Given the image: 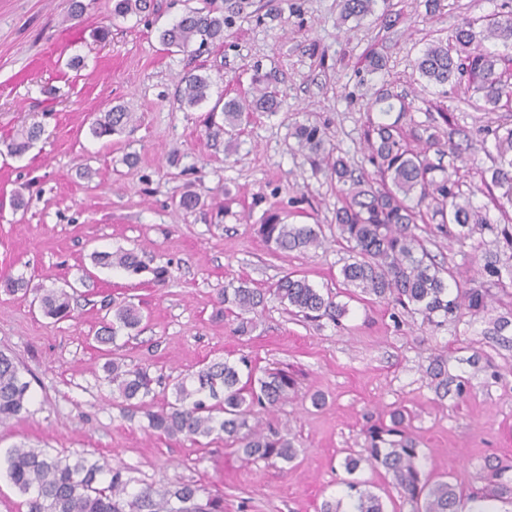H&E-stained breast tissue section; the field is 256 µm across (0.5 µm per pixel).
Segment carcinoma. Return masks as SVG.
Listing matches in <instances>:
<instances>
[{"label": "carcinoma", "instance_id": "cac0c4a2", "mask_svg": "<svg viewBox=\"0 0 512 512\" xmlns=\"http://www.w3.org/2000/svg\"><path fill=\"white\" fill-rule=\"evenodd\" d=\"M375 0H341L344 20L361 18L372 10ZM223 6L208 2L201 8H188L181 18L160 34L168 49L186 51L193 45L202 49L224 41V27L232 18L252 6L251 0H222ZM152 0H113L112 16L124 18L150 11ZM486 42H500L512 51V11L501 12L477 27L465 20L449 39L429 43L415 60V69L430 85L451 86L460 91L468 106L494 112L512 98V84L502 79L504 64L512 62L501 54L484 49ZM266 78L258 77L252 99L224 101V132L238 127L248 112H277L281 101L268 88H260ZM181 102L194 107L206 100L211 87L209 77L191 74L184 78ZM397 99L389 89L377 92L369 110L364 138L368 162L378 179L356 174L355 162L346 154L328 146L325 132L315 124H301L293 132L298 150L308 156L314 170H323L336 183V207L333 220L340 239L346 243L349 258L341 268L343 285L358 288L412 314L429 324L441 325L466 314L483 313L490 294L486 288H457L449 292L448 281L458 282V272L437 264L427 253L422 240L413 232L415 225L437 222V231L464 239L475 230H487L512 249V126L498 125L487 130L492 139L462 148L444 139L435 125L424 128L419 145H411L403 132L402 121L409 107L399 102L394 120H389ZM134 122V113L115 106L91 125V133L103 138L123 132ZM42 132L34 123L23 128L5 143L11 154L28 150ZM491 158L492 166L480 171L482 185L501 222L491 219L489 211L473 205L472 192L462 189L457 178L459 168L450 172L430 157V152H449L471 169L475 152ZM257 233L275 252H305L324 246L319 224H294L288 216L268 210ZM92 263L99 267L120 268L138 275L145 270L135 252L116 250L94 252ZM307 319L327 316L338 322L347 313L346 305L323 294L309 281L294 273L280 278L263 292L245 282L224 288V311L237 312L236 332L245 335L252 321L244 315L265 307L267 297ZM44 315L53 319L70 316L71 297L62 289H44L39 296ZM139 308L131 302L112 306V322L102 326L97 340L114 341L120 330L135 331L142 322ZM106 380L126 403L129 411L140 413L147 427L168 438H186L195 443L214 435L224 436V446L254 460L273 464L291 462L298 455L293 438L255 416V408L271 410L288 399L294 380L285 372H258L250 361L224 359L207 364L195 372L177 378L172 385L174 400L160 406L147 400L153 393L155 378L146 367L128 365L112 359L106 363ZM437 379L435 392L444 399L466 397L469 380L448 373V359L438 357L430 368ZM30 382L23 377L17 358L0 351V425L27 412ZM404 412L390 413V423L366 429L365 454L344 459L345 471L352 475L366 463L382 469L390 477L400 498L412 506V512H462L463 496L447 481H434L422 465L421 450L406 430ZM16 491L25 497L26 512H224V499L204 495V489L190 481L163 489L150 486L134 490L126 468L111 466L85 455L70 456L32 448L24 443L7 449L0 457ZM511 467L491 466L483 476L484 485L473 491V503L501 502L512 505ZM343 496L326 500L320 512H385L382 500L356 479L344 481Z\"/></svg>", "mask_w": 512, "mask_h": 512}]
</instances>
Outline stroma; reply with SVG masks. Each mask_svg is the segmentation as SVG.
Listing matches in <instances>:
<instances>
[{
	"mask_svg": "<svg viewBox=\"0 0 512 512\" xmlns=\"http://www.w3.org/2000/svg\"><path fill=\"white\" fill-rule=\"evenodd\" d=\"M83 2L74 18L69 0H0V271L30 285L24 294L0 291V350L19 360L31 392L27 412L0 428V452L25 442L103 456L126 467L133 487L193 481L223 496L224 512H319L343 492V461L362 454L366 428L395 409L408 413L432 478L467 493L488 465H512V326L504 339L485 335L512 313V296L483 271L485 253L502 242L416 228L461 287L489 288L490 312L435 327L358 299L340 276L348 253L332 222L336 187L292 136L296 125H320L331 146L367 167V110L385 84L411 106L407 134L441 106L455 140H481L491 115L460 103L456 90L425 86L414 62L431 40L462 19L501 12L505 0H441L433 13L425 0H377L372 15L346 22L339 0H254L251 17L235 19L223 43L200 54L164 50L159 35L203 0H153L149 13L124 19L113 18L112 0ZM99 26L110 28L107 41L93 37ZM375 57L383 69H372ZM258 71L274 73L269 89L282 106L252 113L228 143L223 104L250 96ZM191 74L212 86L190 108L180 95ZM116 105L134 112V125L92 136L95 114ZM34 122L41 138L9 154L5 139ZM188 191L204 205L186 213L176 203ZM271 207L321 225L325 246L272 252L256 232ZM120 248L138 254L146 272L93 267V252ZM161 266L170 277L157 283L151 271ZM293 271L336 294L347 307L341 322L308 320L271 300L241 336L237 317L219 313L229 282L264 290ZM40 286L70 294L71 318L43 315ZM112 299L140 305L144 318L107 347L94 334L109 322ZM110 355L149 367L158 404L171 398L174 379L210 362L245 357L260 370L288 371L297 387L271 420L294 436L297 458L271 465L220 439L196 445L151 433L113 394L103 371ZM442 355L449 373L470 380L464 399L436 397L427 368ZM315 393L323 407L312 405Z\"/></svg>",
	"mask_w": 512,
	"mask_h": 512,
	"instance_id": "obj_1",
	"label": "stroma"
}]
</instances>
